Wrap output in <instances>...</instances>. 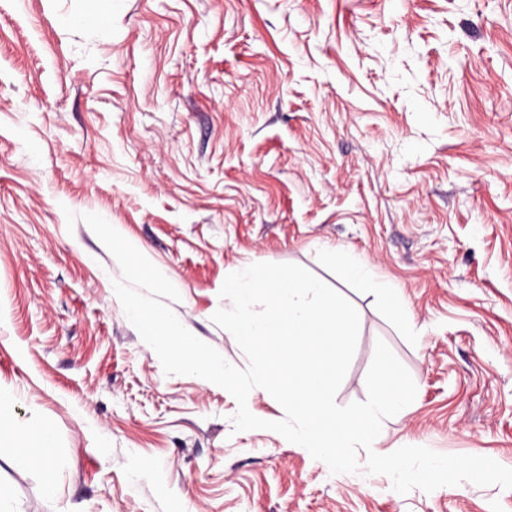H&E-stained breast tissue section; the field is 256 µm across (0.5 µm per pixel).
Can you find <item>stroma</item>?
I'll list each match as a JSON object with an SVG mask.
<instances>
[{"mask_svg":"<svg viewBox=\"0 0 512 512\" xmlns=\"http://www.w3.org/2000/svg\"><path fill=\"white\" fill-rule=\"evenodd\" d=\"M89 6L0 0V419L57 441L51 481L0 442L15 512H512V489L402 495L235 431L229 392L164 373L82 219L117 225L240 369L212 320L226 276L309 269L360 317L336 403L366 399L380 340L417 386L372 451L512 468V0H112L65 24ZM346 267L348 276L358 282L362 288L371 292H379L387 289V285L376 279L371 266L364 260L355 257L338 254Z\"/></svg>","mask_w":512,"mask_h":512,"instance_id":"35a3bbf8","label":"stroma"}]
</instances>
